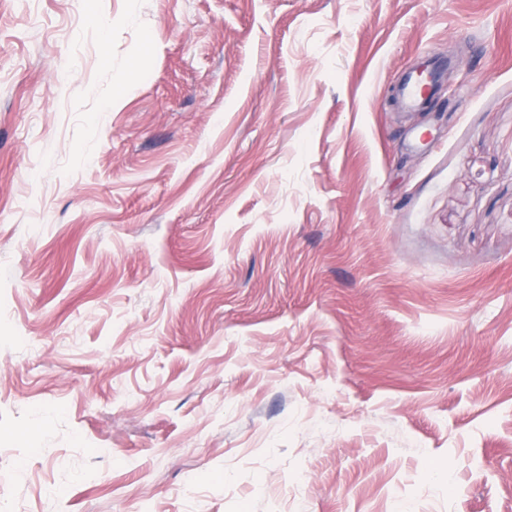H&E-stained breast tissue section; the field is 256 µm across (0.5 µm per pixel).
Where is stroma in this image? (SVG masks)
<instances>
[{"mask_svg": "<svg viewBox=\"0 0 512 512\" xmlns=\"http://www.w3.org/2000/svg\"><path fill=\"white\" fill-rule=\"evenodd\" d=\"M0 512H512V0H0ZM447 62L425 58L418 65L407 69L393 90V100L402 111L420 107L430 95L434 96L438 84L448 73Z\"/></svg>", "mask_w": 512, "mask_h": 512, "instance_id": "1", "label": "stroma"}]
</instances>
